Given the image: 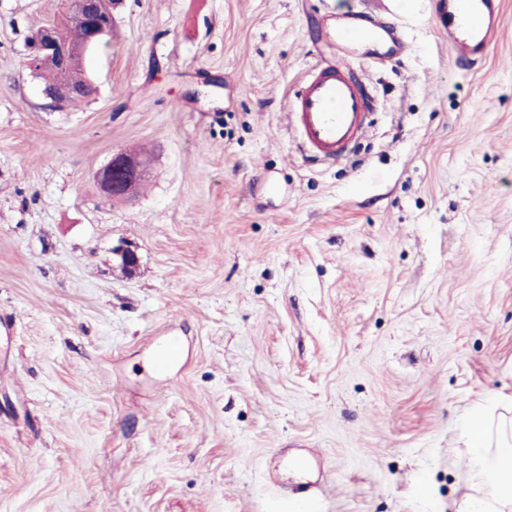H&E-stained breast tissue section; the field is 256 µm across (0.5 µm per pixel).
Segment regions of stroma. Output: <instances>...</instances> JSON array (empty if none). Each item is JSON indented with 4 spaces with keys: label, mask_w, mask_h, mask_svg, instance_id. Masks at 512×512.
Segmentation results:
<instances>
[{
    "label": "stroma",
    "mask_w": 512,
    "mask_h": 512,
    "mask_svg": "<svg viewBox=\"0 0 512 512\" xmlns=\"http://www.w3.org/2000/svg\"><path fill=\"white\" fill-rule=\"evenodd\" d=\"M443 2L386 0L404 53L350 48L373 107L331 163L288 113L336 51L325 14L364 0H114L62 111L26 66L61 0H0V512L468 493L465 417L512 401V0L470 61ZM121 152L146 176L115 200L95 175Z\"/></svg>",
    "instance_id": "obj_1"
}]
</instances>
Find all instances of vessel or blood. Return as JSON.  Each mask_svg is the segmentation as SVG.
Segmentation results:
<instances>
[{"label":"vessel or blood","mask_w":512,"mask_h":512,"mask_svg":"<svg viewBox=\"0 0 512 512\" xmlns=\"http://www.w3.org/2000/svg\"><path fill=\"white\" fill-rule=\"evenodd\" d=\"M448 38L462 56L481 57L489 50L500 22V0H446ZM385 25L349 13L344 25L326 24L325 37L339 49L374 44ZM369 109L365 86L350 73L344 58L319 63L297 91L291 111L302 149L311 156L342 158L362 131Z\"/></svg>","instance_id":"1"}]
</instances>
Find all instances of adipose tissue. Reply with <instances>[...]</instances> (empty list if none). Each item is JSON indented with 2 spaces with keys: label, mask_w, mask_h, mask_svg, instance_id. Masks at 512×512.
<instances>
[{
  "label": "adipose tissue",
  "mask_w": 512,
  "mask_h": 512,
  "mask_svg": "<svg viewBox=\"0 0 512 512\" xmlns=\"http://www.w3.org/2000/svg\"><path fill=\"white\" fill-rule=\"evenodd\" d=\"M464 437L474 492L454 512H512V416L476 411Z\"/></svg>",
  "instance_id": "adipose-tissue-1"
}]
</instances>
